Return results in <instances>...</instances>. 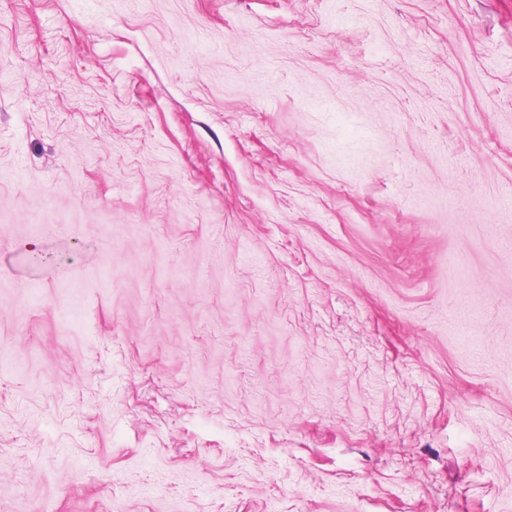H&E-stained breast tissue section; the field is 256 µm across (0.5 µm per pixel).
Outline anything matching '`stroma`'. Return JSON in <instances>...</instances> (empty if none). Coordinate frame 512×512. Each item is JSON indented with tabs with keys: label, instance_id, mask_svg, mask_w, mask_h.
Masks as SVG:
<instances>
[{
	"label": "stroma",
	"instance_id": "1",
	"mask_svg": "<svg viewBox=\"0 0 512 512\" xmlns=\"http://www.w3.org/2000/svg\"><path fill=\"white\" fill-rule=\"evenodd\" d=\"M0 512H512V0H0Z\"/></svg>",
	"mask_w": 512,
	"mask_h": 512
}]
</instances>
